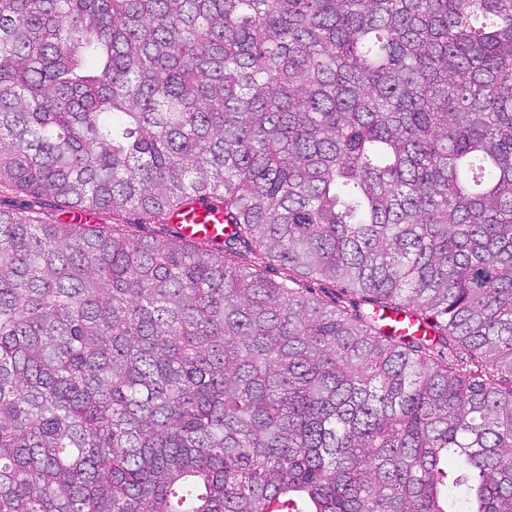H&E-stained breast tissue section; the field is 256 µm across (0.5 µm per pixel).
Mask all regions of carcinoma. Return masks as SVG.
<instances>
[{
  "instance_id": "carcinoma-1",
  "label": "carcinoma",
  "mask_w": 512,
  "mask_h": 512,
  "mask_svg": "<svg viewBox=\"0 0 512 512\" xmlns=\"http://www.w3.org/2000/svg\"><path fill=\"white\" fill-rule=\"evenodd\" d=\"M1 187L0 512H512V0H0ZM166 223L147 222L140 224L137 230L148 238L173 239L177 235L174 227L185 240L213 246L224 245V208L215 199L199 200L198 197L173 211Z\"/></svg>"
}]
</instances>
